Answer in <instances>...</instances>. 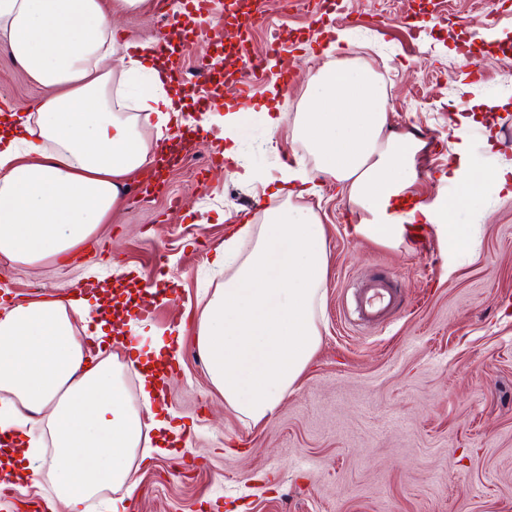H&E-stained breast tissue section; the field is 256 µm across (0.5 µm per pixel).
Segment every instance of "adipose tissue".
Segmentation results:
<instances>
[{
    "mask_svg": "<svg viewBox=\"0 0 512 512\" xmlns=\"http://www.w3.org/2000/svg\"><path fill=\"white\" fill-rule=\"evenodd\" d=\"M148 0H0V47L44 89L28 118L0 110V255L32 263L65 255L98 225L110 223L126 178L149 167L148 129L198 126L216 131L238 183L261 171L239 150L246 111L227 107L192 115L167 76L157 48L129 55L110 20L114 9L142 10ZM309 107L292 135L312 169L282 172L288 202L263 224L239 225L214 263L224 272L191 319L194 344L211 386L251 424L270 419L321 342L320 305L328 270L326 234L304 197L316 178L347 194L353 235L398 246L412 228H432L449 253L474 244L452 214L478 202L487 186L512 190V165L479 167L460 141L447 181L464 195L418 202L415 159L424 147L394 131L383 84L369 64H336L307 82ZM107 292L77 291L0 307V441L21 493L43 496L49 512H89L104 490L124 489L109 512H128L138 485L137 453H151L152 433L167 419L152 409L150 372L171 346L132 317L113 351ZM97 341L86 357L83 338ZM140 381L141 405L126 384ZM49 486H42L41 474Z\"/></svg>",
    "mask_w": 512,
    "mask_h": 512,
    "instance_id": "adipose-tissue-1",
    "label": "adipose tissue"
}]
</instances>
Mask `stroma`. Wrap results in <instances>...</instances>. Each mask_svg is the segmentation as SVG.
<instances>
[{"label": "stroma", "instance_id": "1", "mask_svg": "<svg viewBox=\"0 0 512 512\" xmlns=\"http://www.w3.org/2000/svg\"><path fill=\"white\" fill-rule=\"evenodd\" d=\"M153 2L148 12L113 16L118 43L151 45L171 35L172 0ZM262 2L265 24L247 31L225 23L218 0L220 44L196 37L173 64L188 79L201 58L234 71L240 61L227 48L246 39L260 51L278 36L293 62L278 100L288 121L272 136L261 123L267 84L279 73L270 56L242 141L267 183L238 184L227 170L209 168L207 144L193 143L151 196L136 192L151 173L130 174L111 223L66 256L0 259V302L58 295L83 284L89 270L117 266L164 292L151 323L178 354L162 403L180 456L136 459L131 512H512V196L491 189L454 213L453 223L478 227L477 245L455 256L431 233L421 251L352 236L356 212L335 183L322 181L306 200L329 246L321 342L265 424H246L226 406L191 334L172 331L190 320L204 289L222 286L211 259L240 216L261 224L266 211L283 206L268 182L285 158L310 164L290 119L308 107L307 77L330 61H367L385 84L394 129L425 141L414 187L423 202L448 191L442 176L459 104L473 106V151L490 164L512 162V0H338L328 13L315 0L288 9L281 0ZM327 26L350 31V43L330 51ZM480 29L491 40L476 39ZM41 95L0 49V106L23 113ZM485 127L493 146L481 137ZM378 274L394 278L399 308L383 325L355 328L345 318L352 292Z\"/></svg>", "mask_w": 512, "mask_h": 512}]
</instances>
